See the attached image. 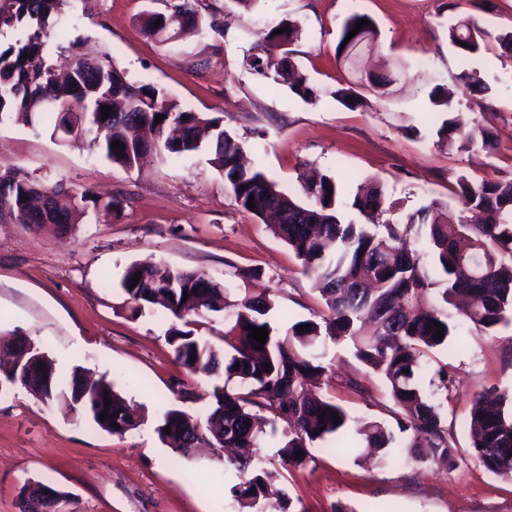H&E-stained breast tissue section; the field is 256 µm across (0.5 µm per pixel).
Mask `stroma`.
Instances as JSON below:
<instances>
[{"mask_svg":"<svg viewBox=\"0 0 512 512\" xmlns=\"http://www.w3.org/2000/svg\"><path fill=\"white\" fill-rule=\"evenodd\" d=\"M162 0H74L73 25L89 49L109 51L130 80L150 82L182 107L224 119V127L279 187L300 195L298 175L316 168L335 177L345 201L357 184L378 182L396 205L391 221L430 201L456 212L458 175L474 181L512 177V56L496 42L468 56L448 41V25L471 15L492 34L512 31V0H260L242 13L231 0H198L201 15H222L223 34L209 29L170 45L146 35L140 15ZM368 15L373 43L354 59L336 46L344 19ZM296 21L301 36L293 60L317 96L302 100L253 75L245 65L268 26ZM407 70L408 79L378 94L372 73ZM480 73L487 90L466 89L462 70ZM453 93L463 121L480 122L491 145L459 150L439 140L444 115L429 100L434 87ZM354 89L361 102L347 108L331 96ZM64 188L90 186L122 202L119 216L89 214L68 237L49 229L0 222V332L29 336L63 373L73 366L105 376L138 406L142 424L125 435L101 431L58 402L45 404L19 385L0 389V512H19L23 487L44 482L70 492L65 512H238L228 489L234 469L209 455L178 457L155 428L171 407L205 413L210 382L174 360L166 332L169 311H135L120 287L125 268L149 260L205 273L236 294L266 293L271 319L314 318L321 298L293 250L257 217L237 205L207 150L166 158L152 152L127 169L87 142L58 143L50 129L33 132L0 123V170ZM440 357L456 375L442 412L461 455L455 465L395 458L357 463L352 451L333 455L323 444L312 461L292 471L288 492L306 512H512V477L489 473L468 451L474 390L512 392V323L483 336L460 327ZM369 392L333 395L351 417L389 420L384 381Z\"/></svg>","mask_w":512,"mask_h":512,"instance_id":"1","label":"stroma"}]
</instances>
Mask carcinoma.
<instances>
[{
	"mask_svg": "<svg viewBox=\"0 0 512 512\" xmlns=\"http://www.w3.org/2000/svg\"><path fill=\"white\" fill-rule=\"evenodd\" d=\"M70 0H0V32L15 38L0 44V123L16 119L37 131L49 115L54 124L51 136L65 143V129L82 125V136L90 148L126 168L133 167L147 152L163 146L173 157L191 155L201 148L210 150V163L224 176L243 211L262 218L275 211L279 220L271 225L273 234L285 242L302 264L303 273L319 286L324 310L316 319L298 320L286 327L270 317L273 301L264 296L231 299L230 289L199 271L175 269L164 275L149 261L130 264L120 281L121 289L135 303L160 307L188 326L193 318L207 312H223L232 326L233 353L214 348L192 330L170 328L167 341L175 360L192 375L213 379L209 411L193 416L179 408L167 409L156 431L161 441L184 458L197 448H212L237 474L229 488L239 512H306L296 508L287 492L269 502L270 488L282 471L297 469L312 459L310 449L317 442L337 449L355 447L359 436L368 454L386 461L395 448H402L410 461L437 460L453 465L459 448L441 404L424 391L421 359L448 346V337L463 321L486 336L496 334L502 324L512 321V178L474 182L464 175L456 179L454 194L460 206L457 220L448 219L438 201L406 217L403 224L381 222L394 204L386 203L382 188L357 193L352 202L343 201L336 180L322 175L300 183L307 202L284 192L257 165L241 163L242 145L228 131L224 120L207 113L183 109L180 104L150 84H134L127 73L105 52L89 56L80 52L78 35L68 45L51 52L49 39L55 31L66 32ZM192 19L213 32L224 31V18L215 14L204 20L195 0H171L164 12L145 11V32L165 45L163 31L179 26L180 19ZM366 18L353 13L345 18L337 50H354L375 36V25H365L352 38L347 35ZM285 29L274 34L277 29ZM301 29L284 19L271 27L264 43L246 60L254 74L287 87L308 100L316 91L279 44L294 43ZM494 39L512 53V31L495 36L477 18L465 16L448 26V39L465 53L474 54ZM347 44H342V41ZM431 104L450 112L451 93L436 87L429 94ZM111 113L102 118L101 107ZM164 115L160 123L155 117ZM438 134L455 138L467 149L487 132L476 126L457 127L445 119ZM119 141L122 149L112 143ZM62 191L60 185H46L20 171L0 170V221L53 225L68 230L82 222L89 209L120 215L121 202L103 198L89 188L75 189V204L56 214H45L47 197ZM27 196L21 200V196ZM255 207H248L249 199ZM352 208L376 227L369 232L344 220ZM414 233L419 248L407 247L404 237ZM141 279L136 287V273ZM445 328L435 338L436 324ZM308 324L310 329L298 331ZM267 328L263 348L253 347L250 328ZM347 343L353 355L372 373L385 380L394 408L395 425L383 421L350 417L332 399L314 390L315 383L332 381L333 371L325 363L328 345ZM15 348L13 365L0 376L3 384H20L43 402L64 398L73 410L99 429L122 436L138 426L129 414L125 399L112 383L93 379L78 366L62 375L54 361H44V380L31 375L34 363L25 336L7 340ZM239 369H233L234 365ZM436 388L448 394L454 378L448 364L433 369ZM110 402H105V399ZM108 412L109 418L99 415ZM338 414L335 424L330 415ZM287 425L277 441V459L257 454L224 456L226 448H259L277 435L276 421ZM473 439L470 454L496 476H512V394L483 391L475 394L470 410ZM170 433H165V429ZM301 455H295V452ZM49 485H26L33 502L31 512H58V502L42 499Z\"/></svg>",
	"mask_w": 512,
	"mask_h": 512,
	"instance_id": "cac0c4a2",
	"label": "carcinoma"
}]
</instances>
